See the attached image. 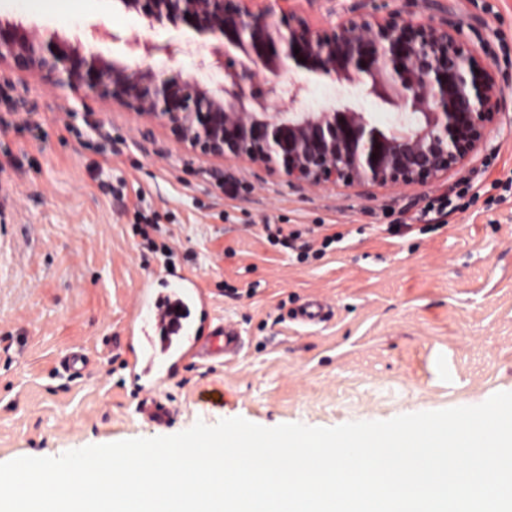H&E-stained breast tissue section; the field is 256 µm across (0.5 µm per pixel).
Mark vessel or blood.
I'll use <instances>...</instances> for the list:
<instances>
[{
  "instance_id": "1",
  "label": "vessel or blood",
  "mask_w": 512,
  "mask_h": 512,
  "mask_svg": "<svg viewBox=\"0 0 512 512\" xmlns=\"http://www.w3.org/2000/svg\"><path fill=\"white\" fill-rule=\"evenodd\" d=\"M209 311V298L197 282L180 276L168 288L144 284L134 295V314L124 336L126 363L140 384L138 410L150 419L166 418L159 394L163 378L155 370L158 359L178 365L209 353L215 362H233L244 347L238 328L230 322L205 328L189 321L195 310Z\"/></svg>"
}]
</instances>
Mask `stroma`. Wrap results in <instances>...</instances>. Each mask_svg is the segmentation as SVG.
Here are the masks:
<instances>
[{
  "instance_id": "stroma-1",
  "label": "stroma",
  "mask_w": 512,
  "mask_h": 512,
  "mask_svg": "<svg viewBox=\"0 0 512 512\" xmlns=\"http://www.w3.org/2000/svg\"><path fill=\"white\" fill-rule=\"evenodd\" d=\"M374 2L458 24L504 89L486 148L440 182L298 187L245 160L201 157L111 101L0 75V463L233 417L333 427L512 392V198L491 187L512 177V0ZM0 21L218 96L225 58L248 62L235 48L215 54L219 39L186 26H150L119 0H0ZM147 41L180 52L149 56ZM278 80L302 85L298 112L347 106L386 131L417 125L362 82L292 63ZM454 191L463 209L427 222L428 200ZM143 222L158 225L157 250L135 236ZM266 224L342 239L301 264L267 243ZM167 270L196 279L245 349L230 368L172 372L171 411L155 423L137 410L118 338L135 289ZM312 298L328 300L329 320H296ZM77 348L94 371L62 369Z\"/></svg>"
}]
</instances>
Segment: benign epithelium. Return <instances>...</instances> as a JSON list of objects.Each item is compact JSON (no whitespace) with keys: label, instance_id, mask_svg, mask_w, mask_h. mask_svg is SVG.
Wrapping results in <instances>:
<instances>
[{"label":"benign epithelium","instance_id":"benign-epithelium-1","mask_svg":"<svg viewBox=\"0 0 512 512\" xmlns=\"http://www.w3.org/2000/svg\"><path fill=\"white\" fill-rule=\"evenodd\" d=\"M150 25L181 23L224 39L253 65L224 61V97L192 79L161 77L0 23V70L33 73L74 95L109 99L160 124L203 156L246 159L299 186L428 185L486 144L500 119L503 88L477 63L461 29L443 19L355 11L316 28L295 0H120ZM299 53H294V49ZM354 81L418 115L406 132H386L351 107L292 112L300 87L275 75L284 60Z\"/></svg>","mask_w":512,"mask_h":512}]
</instances>
